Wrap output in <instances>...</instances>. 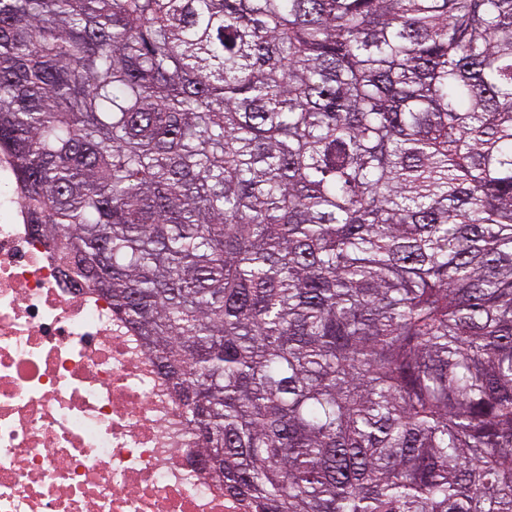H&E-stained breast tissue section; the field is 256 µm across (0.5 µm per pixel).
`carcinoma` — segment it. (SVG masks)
Returning a JSON list of instances; mask_svg holds the SVG:
<instances>
[{
    "instance_id": "1",
    "label": "carcinoma",
    "mask_w": 512,
    "mask_h": 512,
    "mask_svg": "<svg viewBox=\"0 0 512 512\" xmlns=\"http://www.w3.org/2000/svg\"><path fill=\"white\" fill-rule=\"evenodd\" d=\"M0 154L249 512H512V0H0Z\"/></svg>"
}]
</instances>
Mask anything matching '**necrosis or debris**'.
Instances as JSON below:
<instances>
[{"label": "necrosis or debris", "instance_id": "4bbe7bcc", "mask_svg": "<svg viewBox=\"0 0 512 512\" xmlns=\"http://www.w3.org/2000/svg\"><path fill=\"white\" fill-rule=\"evenodd\" d=\"M0 512H245L111 298L0 201Z\"/></svg>", "mask_w": 512, "mask_h": 512}]
</instances>
